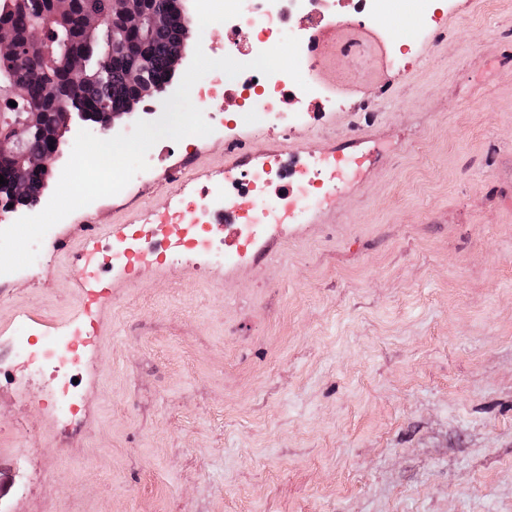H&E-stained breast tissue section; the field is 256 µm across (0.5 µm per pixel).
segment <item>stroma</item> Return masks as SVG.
<instances>
[{"mask_svg":"<svg viewBox=\"0 0 512 512\" xmlns=\"http://www.w3.org/2000/svg\"><path fill=\"white\" fill-rule=\"evenodd\" d=\"M355 2L323 22L376 32L384 75L330 47L289 138L207 114L210 135L157 142L0 275V512H512V0ZM185 8L180 76L195 49L225 55ZM229 127L256 156L367 161L349 188L317 173L322 212L246 239L213 224L240 260L174 247L89 296L87 238L151 251L152 221L222 185ZM87 309L77 365L46 359Z\"/></svg>","mask_w":512,"mask_h":512,"instance_id":"obj_1","label":"stroma"}]
</instances>
